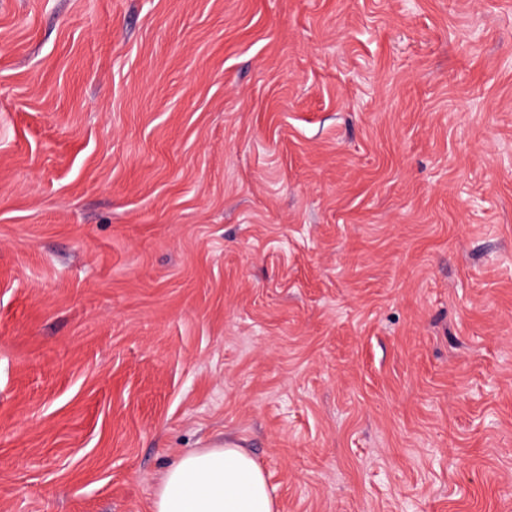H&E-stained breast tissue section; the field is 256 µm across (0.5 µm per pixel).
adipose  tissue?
Segmentation results:
<instances>
[{"mask_svg": "<svg viewBox=\"0 0 512 512\" xmlns=\"http://www.w3.org/2000/svg\"><path fill=\"white\" fill-rule=\"evenodd\" d=\"M153 512H280L266 475L227 443L180 456L166 471Z\"/></svg>", "mask_w": 512, "mask_h": 512, "instance_id": "adipose-tissue-1", "label": "adipose tissue"}]
</instances>
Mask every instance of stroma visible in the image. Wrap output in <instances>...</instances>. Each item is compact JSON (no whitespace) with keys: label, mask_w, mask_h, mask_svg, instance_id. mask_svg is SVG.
Segmentation results:
<instances>
[{"label":"stroma","mask_w":512,"mask_h":512,"mask_svg":"<svg viewBox=\"0 0 512 512\" xmlns=\"http://www.w3.org/2000/svg\"><path fill=\"white\" fill-rule=\"evenodd\" d=\"M512 512V0H0V512ZM153 512H280L266 475L244 448L225 442L180 456L166 471Z\"/></svg>","instance_id":"stroma-1"}]
</instances>
